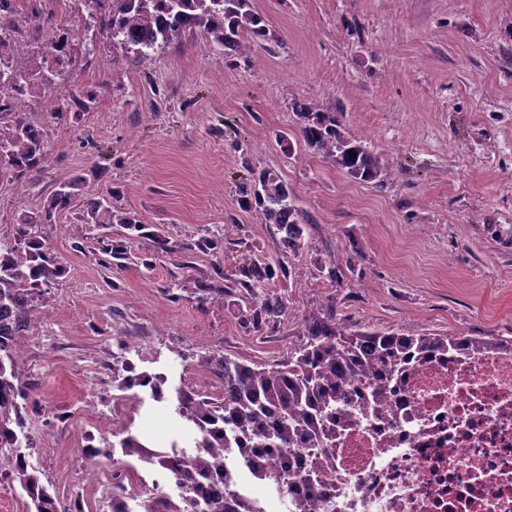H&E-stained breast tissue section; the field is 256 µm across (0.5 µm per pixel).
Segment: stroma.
Segmentation results:
<instances>
[{
	"instance_id": "35a3bbf8",
	"label": "stroma",
	"mask_w": 512,
	"mask_h": 512,
	"mask_svg": "<svg viewBox=\"0 0 512 512\" xmlns=\"http://www.w3.org/2000/svg\"><path fill=\"white\" fill-rule=\"evenodd\" d=\"M252 2L268 33L245 59L198 31L145 59L77 30L93 60L59 86L67 115L30 104L45 163L0 169V240L72 186L71 205L37 227L64 270L32 322L44 348L18 359L35 386L30 425L57 435L58 466L39 475L58 493L74 441L57 415L80 407L90 362L123 343L143 348L134 372L217 401L214 352L278 363L330 306L354 329L512 337V245L491 230L512 227V0ZM298 101L341 112L388 178L360 182L307 148ZM263 169L304 215L300 253L242 202ZM96 193L142 231L90 223ZM243 253L286 270L276 320H245L253 302L230 263ZM114 430L155 450L191 442L175 400L146 392Z\"/></svg>"
}]
</instances>
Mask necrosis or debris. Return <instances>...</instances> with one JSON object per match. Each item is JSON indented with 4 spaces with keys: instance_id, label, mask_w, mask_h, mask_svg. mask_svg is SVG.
I'll return each mask as SVG.
<instances>
[{
    "instance_id": "1",
    "label": "necrosis or debris",
    "mask_w": 512,
    "mask_h": 512,
    "mask_svg": "<svg viewBox=\"0 0 512 512\" xmlns=\"http://www.w3.org/2000/svg\"><path fill=\"white\" fill-rule=\"evenodd\" d=\"M111 364L94 370L88 397L71 430L77 461L65 472L63 512H82L89 494H104L129 468L113 447L125 407L102 400ZM111 456V471L91 461ZM330 458L318 512H512V348L457 351L410 364L391 384L385 410L337 415L329 447L301 449L294 463ZM256 512H291L306 496L301 483L238 484Z\"/></svg>"
}]
</instances>
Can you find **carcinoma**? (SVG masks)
<instances>
[{"label":"carcinoma","mask_w":512,"mask_h":512,"mask_svg":"<svg viewBox=\"0 0 512 512\" xmlns=\"http://www.w3.org/2000/svg\"><path fill=\"white\" fill-rule=\"evenodd\" d=\"M172 20L155 26L158 14ZM54 14L32 3L11 23L52 25ZM112 43L148 58L155 48L179 41L188 29H198L225 55H245L250 45L266 36V19L254 11L250 0H112L109 23ZM300 119L299 135L304 144L347 175L364 183L377 184L388 176V168L377 154L343 128L341 113L324 111L306 103L295 105ZM18 172L39 167L45 160L40 130L18 119L0 115V156ZM247 195L262 209L266 223L282 233V243L293 252L303 246V217L289 197L278 173L256 175ZM72 194L62 186L52 194L44 210L49 221L54 213L70 204ZM93 223L114 222L133 228L137 224L112 210L101 195L86 201ZM36 224L18 225L14 241H0V444L11 441L15 429L27 422L28 384L20 378L17 358L24 335L46 291L59 285L63 269L32 233ZM278 269L247 256L234 266V286L243 289L255 303L250 320L258 324L280 316L281 299L272 283ZM306 342L287 359L270 368L249 366L222 353L210 358L212 372L224 382V396L215 402L193 392L178 395V412L193 427L194 447L209 452L189 459L158 457L184 491L173 499L154 492L140 497L139 512H192L203 502L206 512H252L249 503L237 496L228 498L222 490L232 489L238 473L224 468L223 449L228 437L245 445V464L251 473L272 484L295 479L307 486L311 497L299 500L294 512H317L314 496L319 494L330 459L313 467L292 470L274 455H291L300 447L328 445L332 437L329 422L338 407L351 406L358 412L380 411L389 394L387 384H369L367 393L355 398V384L382 371L393 378L413 358L427 360L446 356L464 347L472 352H490L512 339L479 336H404L350 330L330 312L305 321ZM128 456H155L139 439L127 434L120 441ZM11 478L19 481L30 500L28 512H57L49 488L36 471L17 469Z\"/></svg>","instance_id":"cac0c4a2"}]
</instances>
